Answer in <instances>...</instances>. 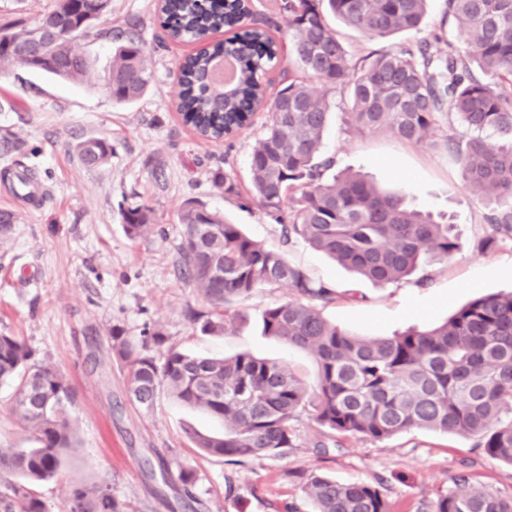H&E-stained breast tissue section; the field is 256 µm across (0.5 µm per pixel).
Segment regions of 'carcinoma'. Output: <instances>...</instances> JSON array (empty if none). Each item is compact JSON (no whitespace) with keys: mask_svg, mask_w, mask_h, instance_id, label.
I'll return each mask as SVG.
<instances>
[{"mask_svg":"<svg viewBox=\"0 0 512 512\" xmlns=\"http://www.w3.org/2000/svg\"><path fill=\"white\" fill-rule=\"evenodd\" d=\"M111 0L58 3L32 22L0 25V69L20 63L62 81L90 80L92 65L75 50L96 24L86 15L110 10ZM427 0H277L288 15L293 70H282V87L266 96L262 79L276 65L278 28L274 17L256 14L248 0H164V36L207 47L179 65V111L206 139L219 140L248 125L254 107L270 114L250 160V194L283 225L286 242L301 239L359 275L380 284L399 282L422 263H442L458 249L455 225L378 190L362 176L332 174L335 159L321 152L331 115L326 95L313 83L348 90L345 123L358 134L387 133L420 144L440 120L469 133L458 152L467 187L489 207L488 245L512 239V0H446V14L465 35L460 48L438 35L353 60L336 31L343 25L374 38L420 28ZM47 16L59 27L56 39L32 42ZM138 24L107 31L117 42L105 70V87L117 102L139 99L152 80ZM230 32L226 39H213ZM82 162H108L112 145L87 139L77 145ZM0 155L23 168L28 185L26 143L0 132ZM214 182L227 196L239 185L226 172ZM16 212L0 210V242L10 236ZM126 234L139 238L152 229V210L143 204L123 211ZM179 260L184 275L211 307L201 331L226 335L240 314L231 304L266 286L287 288L292 298L267 307L262 331L308 351L317 364L309 387L288 367L242 352L228 359L201 358L166 345L155 328L137 345L111 329L115 357L127 371L129 393L141 407L153 406L166 388L182 404L224 421L217 436L194 432L195 447L227 462L274 456L292 447L293 421L311 410L315 421L348 438L385 440L412 429L439 431L476 440L490 457L512 465V292L484 294L427 330L409 328L392 336L364 338L325 320L318 303L333 289L305 269L245 234L240 225L196 202L178 215ZM155 348L159 356L149 353ZM33 351L17 337L0 333V382L17 383L14 409L37 443L35 448H0V512H48L27 484L53 477L75 447L77 429L65 413L72 398L64 375L32 361ZM177 479L191 498L193 469L176 464ZM301 490L313 512H391L374 486L341 483L315 472L300 473ZM62 512H126L108 485L72 490ZM426 512H512L504 498L461 476Z\"/></svg>","mask_w":512,"mask_h":512,"instance_id":"carcinoma-1","label":"carcinoma"}]
</instances>
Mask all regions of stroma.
<instances>
[{"label":"stroma","mask_w":512,"mask_h":512,"mask_svg":"<svg viewBox=\"0 0 512 512\" xmlns=\"http://www.w3.org/2000/svg\"><path fill=\"white\" fill-rule=\"evenodd\" d=\"M155 4L112 0L102 22L115 29L132 19L139 23L152 81L135 102L116 103L104 86L113 48L106 38L90 36L75 44L97 75L89 83H63L19 64L0 70V130L36 147L25 164L42 189L41 196L25 201L14 195L11 182L0 181V209L19 215L0 245V333L18 336L35 361L65 374L72 391L66 413L79 425L77 448L53 478L31 484L33 495L59 512L75 486L97 483L111 485L128 512H286L291 503L311 512L298 478L311 471L378 487L394 512H424L425 503L461 475L512 495V465L459 435L413 429L381 441L351 437L321 455L314 444L324 429L305 411L294 422L292 448L234 466L201 454L188 437L192 430L222 433V420L187 407L164 389L148 410L130 400L124 365L109 344L114 327L137 341L145 326H155L168 345L189 354L220 358L249 352L287 366L306 383L316 378L310 353L261 330L262 310L288 299L287 289L260 288L238 300L239 324L227 335L202 333L191 321V312H207L209 305L178 266V213L188 200L241 225L315 281L332 286L336 297L320 304L322 316L365 337L433 326L476 295L512 291V240L486 246L488 208L466 188L455 153L443 144L447 137L464 140L462 129L440 124L419 145L359 135L343 122L348 96L340 91L328 94L332 115L323 154L335 157L336 170L362 173L419 209L450 217L459 248L447 262L424 264L401 282L378 285L303 241L286 242L281 225L248 197L251 153L268 113L257 112L252 126L229 140L201 139L186 125L175 94L178 64L192 46L158 42L162 29ZM437 34L459 39L445 17L444 0H429L417 31L376 39L340 31L356 59ZM89 138L111 142L106 165L81 162L76 146ZM219 170L237 179L241 197L225 195L215 184ZM133 203L148 206L154 217L153 230L136 239L126 235L121 215ZM13 398V385L0 383V448L32 447ZM163 460L194 469V501L184 499L175 478L152 474Z\"/></svg>","instance_id":"obj_1"}]
</instances>
